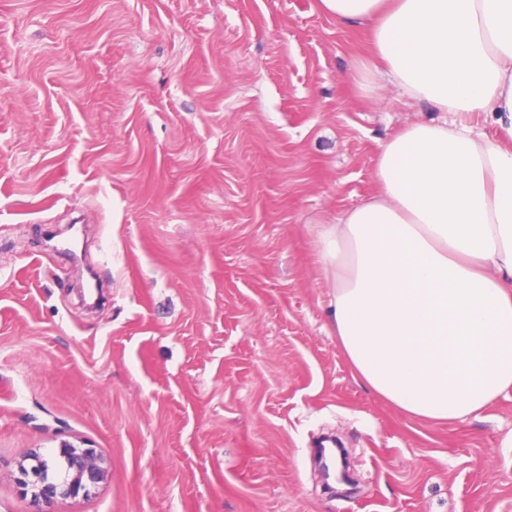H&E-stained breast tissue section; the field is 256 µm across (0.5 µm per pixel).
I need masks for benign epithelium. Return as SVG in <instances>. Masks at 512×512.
<instances>
[{"mask_svg": "<svg viewBox=\"0 0 512 512\" xmlns=\"http://www.w3.org/2000/svg\"><path fill=\"white\" fill-rule=\"evenodd\" d=\"M59 454L67 465L63 479L49 478V461L37 452L18 463V483L35 505L86 497L107 477L104 459L94 448L64 442L59 446Z\"/></svg>", "mask_w": 512, "mask_h": 512, "instance_id": "1", "label": "benign epithelium"}]
</instances>
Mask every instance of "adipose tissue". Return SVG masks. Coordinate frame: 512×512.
<instances>
[{
    "instance_id": "adipose-tissue-1",
    "label": "adipose tissue",
    "mask_w": 512,
    "mask_h": 512,
    "mask_svg": "<svg viewBox=\"0 0 512 512\" xmlns=\"http://www.w3.org/2000/svg\"><path fill=\"white\" fill-rule=\"evenodd\" d=\"M370 24L411 97L461 122L386 142L378 192L318 232L330 328L354 372L414 419L479 417L512 393V0H320ZM489 118L492 133L466 123Z\"/></svg>"
}]
</instances>
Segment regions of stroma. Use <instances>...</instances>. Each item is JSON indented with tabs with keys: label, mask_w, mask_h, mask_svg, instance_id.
<instances>
[{
	"label": "stroma",
	"mask_w": 512,
	"mask_h": 512,
	"mask_svg": "<svg viewBox=\"0 0 512 512\" xmlns=\"http://www.w3.org/2000/svg\"><path fill=\"white\" fill-rule=\"evenodd\" d=\"M371 52L319 0H0V512L64 441L109 475L59 512H512V393L413 419L330 333L317 230L455 119Z\"/></svg>",
	"instance_id": "35a3bbf8"
}]
</instances>
